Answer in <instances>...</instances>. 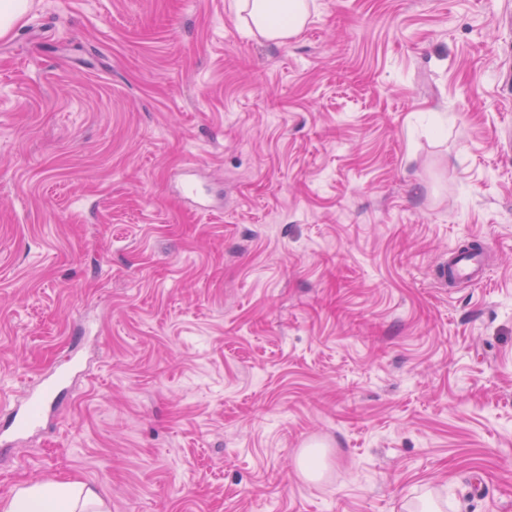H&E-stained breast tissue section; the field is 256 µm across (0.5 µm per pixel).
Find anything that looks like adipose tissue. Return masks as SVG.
Masks as SVG:
<instances>
[{
    "label": "adipose tissue",
    "mask_w": 512,
    "mask_h": 512,
    "mask_svg": "<svg viewBox=\"0 0 512 512\" xmlns=\"http://www.w3.org/2000/svg\"><path fill=\"white\" fill-rule=\"evenodd\" d=\"M237 7L249 18V34L268 41L296 36L309 16L306 0H238ZM101 502L95 488L80 482L26 484L0 499V512H84Z\"/></svg>",
    "instance_id": "adipose-tissue-1"
}]
</instances>
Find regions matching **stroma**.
Wrapping results in <instances>:
<instances>
[{"instance_id":"obj_1","label":"stroma","mask_w":512,"mask_h":512,"mask_svg":"<svg viewBox=\"0 0 512 512\" xmlns=\"http://www.w3.org/2000/svg\"><path fill=\"white\" fill-rule=\"evenodd\" d=\"M308 5L283 44L235 0L0 37V396L60 381L0 498L512 512V0ZM485 253H449L439 267L438 279L443 285L456 282L477 284L484 278ZM88 504L104 511V502L95 488L80 482L26 484L0 499L1 512H83Z\"/></svg>"}]
</instances>
